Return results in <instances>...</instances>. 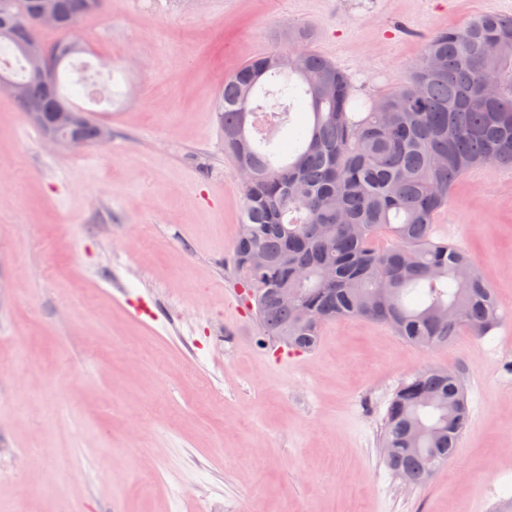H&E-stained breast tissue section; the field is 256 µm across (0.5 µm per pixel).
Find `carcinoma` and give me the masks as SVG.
<instances>
[{
    "instance_id": "carcinoma-1",
    "label": "carcinoma",
    "mask_w": 512,
    "mask_h": 512,
    "mask_svg": "<svg viewBox=\"0 0 512 512\" xmlns=\"http://www.w3.org/2000/svg\"><path fill=\"white\" fill-rule=\"evenodd\" d=\"M66 22L98 13L91 0H59ZM38 29L15 19L0 34L25 61L19 111L69 105L60 70L79 48L57 40L48 91L24 48ZM292 32L288 48L258 56L224 80L218 112L224 154L241 181L243 220L234 264L266 335L310 350L326 323L358 317L390 327L420 348H446L466 330L487 336L504 322L492 288L463 250L433 236L434 215L463 175L512 165V18L481 15L434 35L405 80L369 111H357L350 76ZM304 97L309 120L290 126L291 101ZM278 116L294 140L288 155L255 139L251 118ZM391 245L380 249L378 236ZM298 289V303L277 299ZM470 411L460 378L428 366L389 401L382 428L387 467L422 487L451 460Z\"/></svg>"
}]
</instances>
